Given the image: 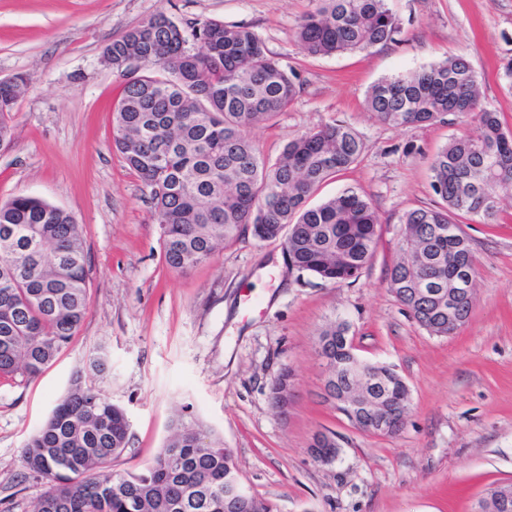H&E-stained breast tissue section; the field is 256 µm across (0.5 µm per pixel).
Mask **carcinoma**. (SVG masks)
<instances>
[{
	"label": "carcinoma",
	"mask_w": 512,
	"mask_h": 512,
	"mask_svg": "<svg viewBox=\"0 0 512 512\" xmlns=\"http://www.w3.org/2000/svg\"><path fill=\"white\" fill-rule=\"evenodd\" d=\"M295 39L309 56L364 51L395 41L398 19L387 0H313ZM195 46H189V42ZM133 55L146 73L130 78L115 110L114 145L153 203L166 265L185 272L211 260L246 232L281 242L298 271L324 282L352 283L371 262L376 208L352 189L311 206L317 188L358 162L360 134L334 121L301 131L268 158L247 136L273 120L301 91L294 69L275 59L246 26L222 22L176 24L159 13L112 41V70L125 73ZM23 92L0 82V143L12 141L8 118ZM365 106L394 127L450 124L470 115L475 136L453 137L435 153L431 207L406 211L388 284L417 324L448 335V312L419 292L426 282L448 288L457 264L475 273L471 240L457 218L489 222L512 197V129L484 105L478 76L463 56L383 79ZM0 379L34 378L80 327L87 309V254L82 231L66 210L40 198L0 203ZM344 323L318 336L327 365L348 366ZM379 387L410 396L392 368L371 363ZM291 374L270 388L272 404L288 393ZM141 473L112 471L129 447L125 411L76 375L43 425L28 439L22 462L45 481L33 512H274L249 494L224 499L237 478L231 451L202 422L180 417Z\"/></svg>",
	"instance_id": "obj_1"
}]
</instances>
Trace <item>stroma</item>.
I'll return each mask as SVG.
<instances>
[{
  "instance_id": "obj_1",
  "label": "stroma",
  "mask_w": 512,
  "mask_h": 512,
  "mask_svg": "<svg viewBox=\"0 0 512 512\" xmlns=\"http://www.w3.org/2000/svg\"><path fill=\"white\" fill-rule=\"evenodd\" d=\"M402 30L368 52L307 56L294 31L311 0H0V80L24 79L0 147V202L29 195L58 205L83 229L88 309L69 344L39 376L0 379V512H32L41 478L24 468L25 441L76 373L122 407L131 443L112 467L137 473L188 412L233 452L243 486L275 512H472L489 484H512V206L496 223L463 219L478 259L472 313L455 334L421 328L388 289L404 212L433 205L430 162L451 125L393 127L368 112L380 79L451 55L469 59L485 104L512 128V0H388ZM162 13L178 25L213 20L249 27L299 75L302 91L271 122L248 130L267 156L300 131L341 120L367 144L360 161L324 182L313 203L350 188L376 207L378 244L354 283H327L289 267L280 244L251 234L213 260L171 270L153 204L113 143L125 76L102 51ZM347 322L357 354L391 366L411 404L396 436L359 431L324 395L317 332ZM103 349L106 372L89 370ZM292 371L287 412L269 399ZM337 460L314 459L316 433Z\"/></svg>"
}]
</instances>
